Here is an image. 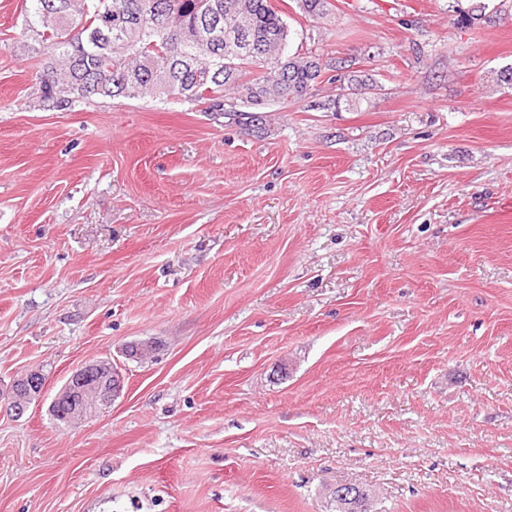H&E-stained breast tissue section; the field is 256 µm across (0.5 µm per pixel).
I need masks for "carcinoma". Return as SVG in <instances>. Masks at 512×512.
<instances>
[{"instance_id": "1", "label": "carcinoma", "mask_w": 512, "mask_h": 512, "mask_svg": "<svg viewBox=\"0 0 512 512\" xmlns=\"http://www.w3.org/2000/svg\"><path fill=\"white\" fill-rule=\"evenodd\" d=\"M31 2L45 56L36 73L39 98L52 109L94 98L164 95L207 104L257 132L265 116L251 107L301 99L325 71L317 54L286 52L291 31L270 0ZM161 12L172 16L163 31L155 24ZM107 14L123 21L121 37L104 29ZM215 23L254 46L253 53L237 57L224 39H203L201 29ZM49 412L68 425L67 396L55 394Z\"/></svg>"}]
</instances>
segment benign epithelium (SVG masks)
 Masks as SVG:
<instances>
[{"instance_id": "obj_1", "label": "benign epithelium", "mask_w": 512, "mask_h": 512, "mask_svg": "<svg viewBox=\"0 0 512 512\" xmlns=\"http://www.w3.org/2000/svg\"><path fill=\"white\" fill-rule=\"evenodd\" d=\"M72 387L71 422L81 423L99 407L112 403L124 388V376L108 359L95 360L72 372L67 379ZM46 376L41 370H30L14 383L18 397L10 399L0 409L16 416L23 415L29 406L44 395Z\"/></svg>"}]
</instances>
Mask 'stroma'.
<instances>
[{
    "label": "stroma",
    "mask_w": 512,
    "mask_h": 512,
    "mask_svg": "<svg viewBox=\"0 0 512 512\" xmlns=\"http://www.w3.org/2000/svg\"><path fill=\"white\" fill-rule=\"evenodd\" d=\"M290 49L368 76L249 134L164 96L39 105L30 0H0V512H512V14L271 0ZM151 340L152 358L123 347ZM112 358L122 395L48 407ZM45 386L46 376L41 370L35 369L24 373L14 383L15 393L21 396L2 404L1 412L3 410L15 416H22L34 401H38L44 395ZM336 490H338L337 497L340 499L341 506L345 507V510L350 509L354 505L361 495L360 490H362L364 497L360 499V502L357 505V510L351 512H374V510L371 509L373 494L370 490L363 488H360L359 490L352 487H347L345 489L337 488Z\"/></svg>",
    "instance_id": "1"
}]
</instances>
